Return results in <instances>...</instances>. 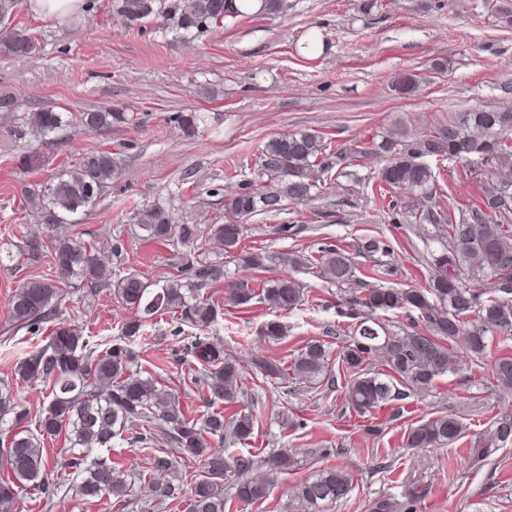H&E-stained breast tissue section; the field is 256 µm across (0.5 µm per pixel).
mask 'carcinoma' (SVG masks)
Masks as SVG:
<instances>
[{
  "label": "carcinoma",
  "instance_id": "1",
  "mask_svg": "<svg viewBox=\"0 0 512 512\" xmlns=\"http://www.w3.org/2000/svg\"><path fill=\"white\" fill-rule=\"evenodd\" d=\"M15 0H0V55L16 60L31 59L43 49L42 41L25 29L12 25ZM288 9V0H112V10L123 21L134 24L153 19L159 26L183 40L194 39L213 27L237 23L246 17L274 16ZM417 79L401 73L394 79L395 91L403 96L415 92ZM127 120L126 113L110 110L62 111L46 106L15 119L13 135L33 133L51 144L74 125L88 132H102ZM181 130L191 135L204 122L198 112L175 116ZM477 157L472 172L479 175L480 193L470 203L453 202L448 212L432 210L428 202L435 192V175L427 157L469 161ZM380 160L377 178L382 189H397L406 195L403 211L395 224L419 221L448 225V247L432 258L434 273L427 287L365 289L359 303L369 313L352 328L351 341L343 352L342 366L349 372L345 399L360 415L392 401L424 393L440 378L462 370L456 344L465 340L466 353L484 355L489 334L498 328H512V300L492 296L496 291L512 294V110L476 105L415 134L397 123L374 147L359 148L353 156L339 149L331 151L317 131L278 133L260 150L259 184L245 182L238 191L224 197V211L231 220L224 224H176L160 204L145 205L133 216L140 237L146 242L175 240L199 249L198 243L216 241L229 254H238L240 264L251 269L265 267L267 256L238 253L245 225L257 216L278 217L287 204L311 200L320 184L315 172L331 171L352 159ZM117 164L112 152L97 148L82 153L74 164L47 181L34 184L26 194L37 199L39 223L47 235L27 236L22 252L30 263L52 262L57 279L29 278L11 296L10 318L16 326L37 333L41 325L57 315L60 291L57 282H80L91 289L110 288L122 304L135 313L123 327L134 336L143 323L164 312L180 311L197 326H207L217 307L201 296L208 281L223 275L218 264L195 255L178 266V273L160 283L135 269L112 280V267L101 257V248L75 238L63 230L72 217L97 203L112 183ZM322 277L338 287L354 277L350 252L339 246L320 250L316 259ZM304 287L294 277L281 276L256 286L233 281L225 291L227 302L246 306L257 299L268 306L289 311L303 300ZM488 298H483V295ZM395 310L419 312L422 323L394 332L386 328L377 313ZM82 328L65 320L52 329L48 344L29 354L15 371V381H0V426L7 425L8 439L0 444V502L9 504L24 491L49 494L56 487L58 464L43 454L42 440L64 435L69 448L84 455L73 457L69 466L81 475L80 493L86 498H114L124 501L131 491L125 473L101 457L89 458L99 448L112 447V440L124 434L148 448L163 437L171 451L156 455L153 472L170 471L174 457L200 462L202 478L190 486L155 479L140 481L147 497L165 501L189 496V512H224V485L230 496L249 504L267 498L278 475L294 466L293 457L283 451L264 461L266 474L256 475L258 461L244 456L233 459L211 445L224 439L229 427L240 441L253 434V413L236 411L224 417L222 411L190 417L176 395L157 386L153 378L132 371L137 354L114 345L104 352L85 350ZM190 352L208 379L210 401L229 405L241 394L239 364L224 357V349L198 339ZM379 358L383 368L371 370L369 361ZM254 369L270 380L284 375L280 363L265 357L253 360ZM331 354L320 341L307 343L290 366L293 376L306 384L318 385L331 375ZM497 385L512 389V356H500L492 367ZM50 384L49 404L37 421L17 397L18 386L33 380ZM468 433L457 416L436 415L410 428L405 435L408 448L449 446ZM512 444V411L499 414L470 449L471 457L485 461L504 446ZM351 487V474L340 467H327L302 480L294 496L307 512H320L328 501L344 498Z\"/></svg>",
  "mask_w": 512,
  "mask_h": 512
}]
</instances>
